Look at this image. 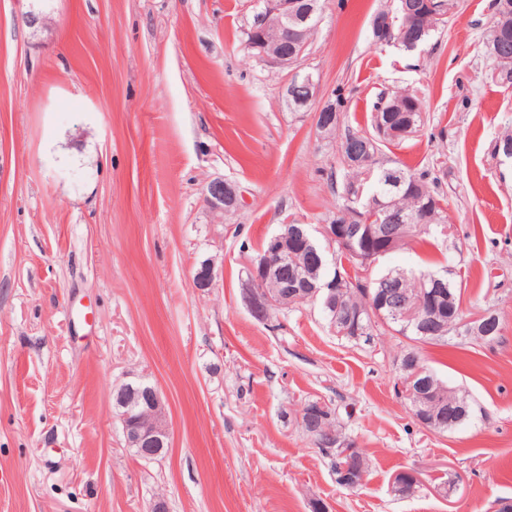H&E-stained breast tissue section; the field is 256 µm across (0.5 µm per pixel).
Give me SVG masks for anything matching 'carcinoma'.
<instances>
[{
	"label": "carcinoma",
	"instance_id": "cac0c4a2",
	"mask_svg": "<svg viewBox=\"0 0 512 512\" xmlns=\"http://www.w3.org/2000/svg\"><path fill=\"white\" fill-rule=\"evenodd\" d=\"M395 5L391 9L381 10L378 15L390 17L392 27L387 34L381 36L372 32L374 42L379 45H393L407 51H413L425 44L438 28L439 22L431 12L426 10L425 0H393ZM325 0H303V16L299 18L297 27L302 33V42L310 44L311 37L321 20ZM500 46L501 52L512 56V17L503 25L499 36L489 31L486 40L487 54L492 61H497L494 46ZM288 86V108L293 110H306L305 101L315 93L317 81L310 72L300 70ZM383 123L386 129L402 131L411 126L415 129L424 124V103L416 91L393 94L380 99L374 105L371 114L372 131L349 129L341 137L337 147L342 168L347 177L342 184V206L336 213L331 224H344L351 220L354 224H365L369 221L378 223L374 219V211L384 204L391 210L403 212L407 215H419L422 218L420 226L411 230L410 236L432 234L439 228L447 227L448 209L445 199L437 190L430 186L429 173L412 172L398 166H389L381 161L382 147L390 143L377 132L378 123ZM365 270L361 263L341 250H336L334 262L322 260V264L313 274L312 281L323 285L330 281L344 280L345 287L336 289V303L352 310L361 312L365 326V337L360 339L365 345L374 343L377 328L386 326L396 333L413 342L424 344L448 343V331H443L436 338L428 337L423 326L417 322H410L393 318L391 316H378L376 307L378 295L387 288H399L412 297H418L422 290L421 278L412 276L404 271H389L370 280L369 291L364 292L356 288L351 280L359 279V271ZM443 283L446 288V299L441 301L442 316L445 326L452 328L464 318L461 309V291L455 282L443 274ZM312 298L303 291L288 295V304L298 301H310ZM319 303L326 319H332L333 310L327 306L323 296L315 298ZM426 377L435 384L436 397L429 403L442 405L444 417L450 422L438 428L440 432L450 431L467 421L473 414L469 395L458 392L445 386L432 371H427ZM325 427L333 428L335 434L347 443L352 450L351 457L360 458L363 452L356 447L355 442L342 433L336 424L334 410L327 409Z\"/></svg>",
	"mask_w": 512,
	"mask_h": 512
}]
</instances>
